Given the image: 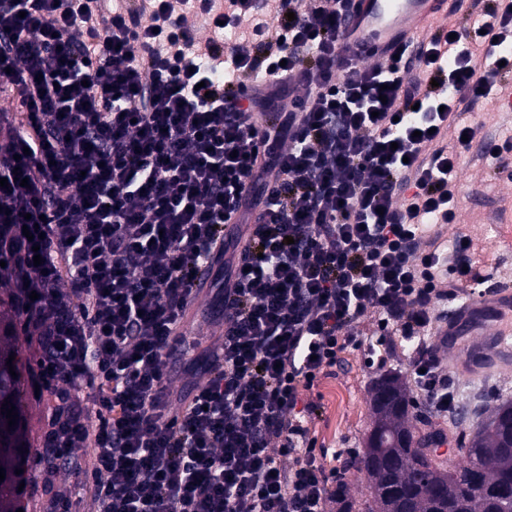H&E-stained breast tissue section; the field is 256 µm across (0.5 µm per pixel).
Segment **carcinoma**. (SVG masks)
Listing matches in <instances>:
<instances>
[{
  "mask_svg": "<svg viewBox=\"0 0 512 512\" xmlns=\"http://www.w3.org/2000/svg\"><path fill=\"white\" fill-rule=\"evenodd\" d=\"M13 319L0 318V405L5 401L23 413L22 378L27 368L15 336L9 331ZM15 356L9 373L7 360ZM414 408L406 384L386 375L372 389L373 426L366 448L358 457V471L369 485L362 501L344 498L340 512H512V402L494 407L474 433H463L459 451L466 461L448 468L427 456L423 438L409 425ZM25 443L22 419L8 426L0 413V512H17L21 475L28 468L20 455Z\"/></svg>",
  "mask_w": 512,
  "mask_h": 512,
  "instance_id": "1",
  "label": "carcinoma"
}]
</instances>
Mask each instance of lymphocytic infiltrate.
Here are the masks:
<instances>
[{
    "instance_id": "lymphocytic-infiltrate-1",
    "label": "lymphocytic infiltrate",
    "mask_w": 512,
    "mask_h": 512,
    "mask_svg": "<svg viewBox=\"0 0 512 512\" xmlns=\"http://www.w3.org/2000/svg\"><path fill=\"white\" fill-rule=\"evenodd\" d=\"M354 6L0 0V75L25 112L0 113V283L38 354L45 473L68 466L92 512H327L302 394L369 314L377 345L411 342L417 399L454 408L434 305L483 280L467 245L448 257L426 233L456 218L467 112L512 98V0L348 66ZM189 10L222 37L197 38ZM233 220L246 246L224 239ZM219 239L224 332L177 370L172 330Z\"/></svg>"
}]
</instances>
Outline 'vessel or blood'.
Segmentation results:
<instances>
[{"instance_id":"obj_1","label":"vessel or blood","mask_w":512,"mask_h":512,"mask_svg":"<svg viewBox=\"0 0 512 512\" xmlns=\"http://www.w3.org/2000/svg\"><path fill=\"white\" fill-rule=\"evenodd\" d=\"M448 0H358L342 21L348 51L369 46L377 55L410 44L438 18L447 16ZM512 318V286L495 283L482 295L454 308L441 325L437 340L449 351H463L454 365L462 376L475 378L512 368V334L501 326Z\"/></svg>"}]
</instances>
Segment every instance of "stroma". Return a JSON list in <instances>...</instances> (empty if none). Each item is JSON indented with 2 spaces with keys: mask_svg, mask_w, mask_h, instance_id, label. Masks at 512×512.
<instances>
[{
  "mask_svg": "<svg viewBox=\"0 0 512 512\" xmlns=\"http://www.w3.org/2000/svg\"><path fill=\"white\" fill-rule=\"evenodd\" d=\"M469 119L477 129L478 140H494L512 133V112L497 103L486 102L475 107ZM492 158L480 148L465 153L457 169V185L461 202L456 223L440 226L443 242L465 236L471 241L469 255L481 274L512 283V249L505 248L497 234L501 222L512 223V185L492 179ZM382 364L367 366L363 353L350 349L340 362L322 378L318 386L305 392V403L318 406L321 414L312 418L310 436L318 447L346 449L361 454L372 428L370 389L375 380L386 374L409 378V348L401 337H394L383 352ZM458 399L470 410L469 420L456 427L454 417L437 418L426 406L418 414L432 425L444 426L448 445L453 452L449 464L461 457L455 447L462 431L473 430L500 401L512 399V371L491 373L479 378L456 381Z\"/></svg>",
  "mask_w": 512,
  "mask_h": 512,
  "instance_id": "35a3bbf8",
  "label": "stroma"
}]
</instances>
